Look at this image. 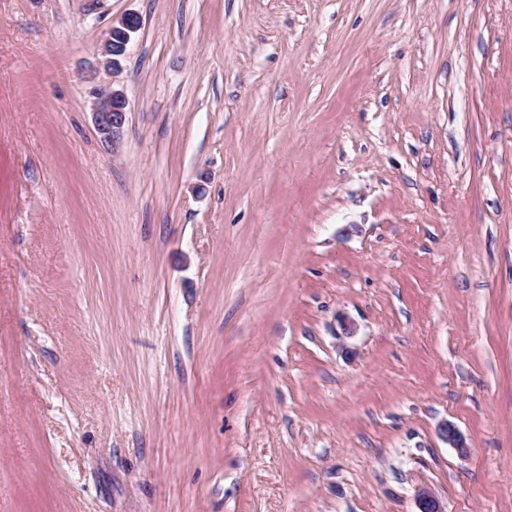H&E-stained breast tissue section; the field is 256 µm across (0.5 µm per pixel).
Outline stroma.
I'll return each instance as SVG.
<instances>
[{
    "instance_id": "obj_1",
    "label": "stroma",
    "mask_w": 512,
    "mask_h": 512,
    "mask_svg": "<svg viewBox=\"0 0 512 512\" xmlns=\"http://www.w3.org/2000/svg\"><path fill=\"white\" fill-rule=\"evenodd\" d=\"M422 486L512 512V0H0V512ZM140 21V23H139ZM141 19L135 13H127L112 22L105 32L102 45L100 68L114 74L120 69V58L125 54L127 45L141 28ZM117 33L115 39L114 33ZM92 116L99 141L112 153L118 151L128 119V100L123 90L104 88L93 103Z\"/></svg>"
}]
</instances>
